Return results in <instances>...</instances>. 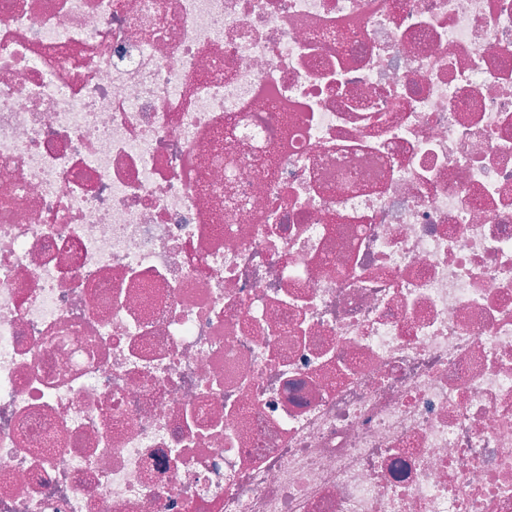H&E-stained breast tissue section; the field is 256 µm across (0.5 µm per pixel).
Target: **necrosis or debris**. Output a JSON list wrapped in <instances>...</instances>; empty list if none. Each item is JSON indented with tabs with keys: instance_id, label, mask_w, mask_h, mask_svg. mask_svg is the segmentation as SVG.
Wrapping results in <instances>:
<instances>
[{
	"instance_id": "1",
	"label": "necrosis or debris",
	"mask_w": 512,
	"mask_h": 512,
	"mask_svg": "<svg viewBox=\"0 0 512 512\" xmlns=\"http://www.w3.org/2000/svg\"><path fill=\"white\" fill-rule=\"evenodd\" d=\"M0 512H512V0H0Z\"/></svg>"
}]
</instances>
